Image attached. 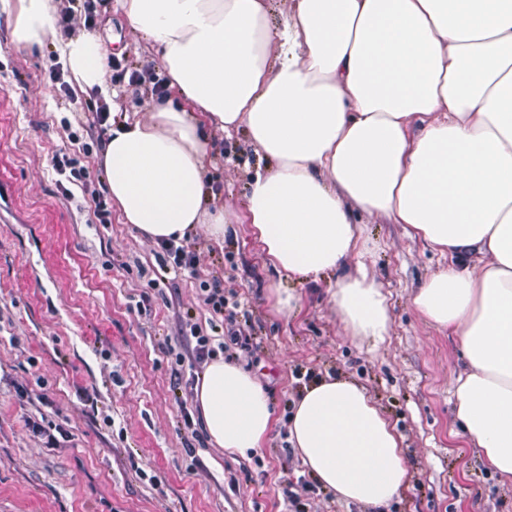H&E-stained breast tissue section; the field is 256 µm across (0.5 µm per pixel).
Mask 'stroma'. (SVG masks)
I'll return each instance as SVG.
<instances>
[{
    "label": "stroma",
    "instance_id": "stroma-1",
    "mask_svg": "<svg viewBox=\"0 0 512 512\" xmlns=\"http://www.w3.org/2000/svg\"><path fill=\"white\" fill-rule=\"evenodd\" d=\"M55 34L16 46L0 13V512H366L325 489L289 441L305 387L326 376L363 385L404 438L405 485L382 512H512V480L472 448L455 419L451 382L463 365L458 336L427 322L412 298L448 264L405 225L356 213L377 244L363 259L387 297L390 328L376 346L355 340L332 308L331 276L299 283L266 264L250 225L216 242L205 228L183 242L196 274L154 286L160 242L122 223L101 163L106 110L114 124L144 120L163 96L160 58L126 24L117 0H54ZM94 33L110 50L116 100L82 91L54 49L55 35ZM139 72L141 83L130 82ZM207 205L242 210L258 156L246 129L207 132ZM84 183L63 198L58 158ZM219 278L234 303L238 343L226 361L251 371L275 409L262 448L240 457L214 447L197 416L198 324L213 343L201 281ZM299 302L278 311L274 289ZM61 433L46 447L32 423Z\"/></svg>",
    "mask_w": 512,
    "mask_h": 512
}]
</instances>
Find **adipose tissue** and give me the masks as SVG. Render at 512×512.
Masks as SVG:
<instances>
[{
  "label": "adipose tissue",
  "mask_w": 512,
  "mask_h": 512,
  "mask_svg": "<svg viewBox=\"0 0 512 512\" xmlns=\"http://www.w3.org/2000/svg\"><path fill=\"white\" fill-rule=\"evenodd\" d=\"M152 45L169 98L112 127L102 149L124 223L153 240L206 225L223 240L251 224L269 264L335 274L351 336L383 343L387 298L352 256L369 252L354 212L407 225L447 255L412 302L454 331L452 382L470 444L512 479V0H118ZM31 46L55 29L53 0H0ZM82 90H104L99 36L60 40ZM246 127L274 160L250 182L245 216L204 204L206 127ZM211 444L247 455L273 425L269 396L218 358L196 387ZM304 466L345 502L379 512L407 480L402 436L367 390L342 377L306 387L288 425Z\"/></svg>",
  "instance_id": "1"
}]
</instances>
